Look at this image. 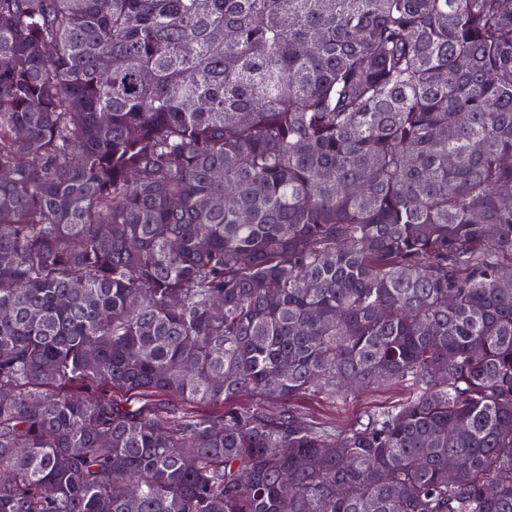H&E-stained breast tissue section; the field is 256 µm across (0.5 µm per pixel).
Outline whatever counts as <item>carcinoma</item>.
<instances>
[{"label": "carcinoma", "instance_id": "cac0c4a2", "mask_svg": "<svg viewBox=\"0 0 512 512\" xmlns=\"http://www.w3.org/2000/svg\"><path fill=\"white\" fill-rule=\"evenodd\" d=\"M510 157L512 0H0V512H512ZM409 395L403 387H376L361 392L346 401H332L325 397L310 396L298 402L307 421L321 426L341 429L349 425L360 413L392 405Z\"/></svg>", "mask_w": 512, "mask_h": 512}]
</instances>
